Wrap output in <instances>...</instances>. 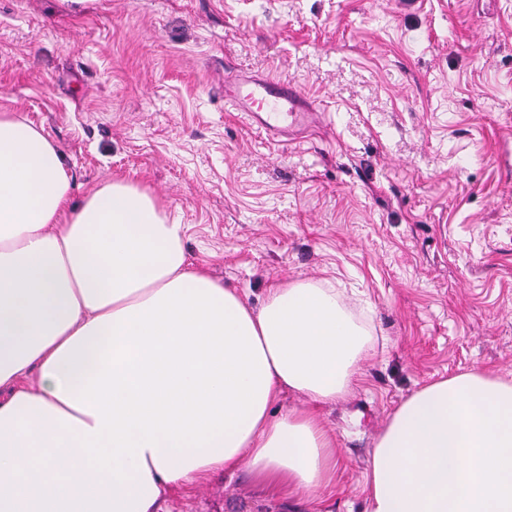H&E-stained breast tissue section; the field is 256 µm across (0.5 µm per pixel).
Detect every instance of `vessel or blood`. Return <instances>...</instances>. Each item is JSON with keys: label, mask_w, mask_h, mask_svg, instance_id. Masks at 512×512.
Masks as SVG:
<instances>
[{"label": "vessel or blood", "mask_w": 512, "mask_h": 512, "mask_svg": "<svg viewBox=\"0 0 512 512\" xmlns=\"http://www.w3.org/2000/svg\"><path fill=\"white\" fill-rule=\"evenodd\" d=\"M225 98L243 107L251 124L271 135L281 133V124L289 115L303 116L310 111L306 99L292 83L272 78L236 79L226 84Z\"/></svg>", "instance_id": "b4317fda"}]
</instances>
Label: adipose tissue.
<instances>
[{
  "instance_id": "obj_1",
  "label": "adipose tissue",
  "mask_w": 512,
  "mask_h": 512,
  "mask_svg": "<svg viewBox=\"0 0 512 512\" xmlns=\"http://www.w3.org/2000/svg\"><path fill=\"white\" fill-rule=\"evenodd\" d=\"M59 147L0 113V512H158L241 467L287 496L332 485L347 395L373 347L333 287L259 307L189 268L183 227L110 180L70 207ZM308 408L273 416L283 389ZM366 512H512V381L472 370L391 414Z\"/></svg>"
}]
</instances>
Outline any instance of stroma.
Segmentation results:
<instances>
[{
	"instance_id": "stroma-1",
	"label": "stroma",
	"mask_w": 512,
	"mask_h": 512,
	"mask_svg": "<svg viewBox=\"0 0 512 512\" xmlns=\"http://www.w3.org/2000/svg\"><path fill=\"white\" fill-rule=\"evenodd\" d=\"M291 81L315 127L272 137L224 81ZM54 141L80 202L150 190L192 265L260 306L335 285L371 332L351 392L320 406L342 448L321 512H365L364 477L413 391L512 379V0H0V113ZM162 512H310L246 469Z\"/></svg>"
}]
</instances>
